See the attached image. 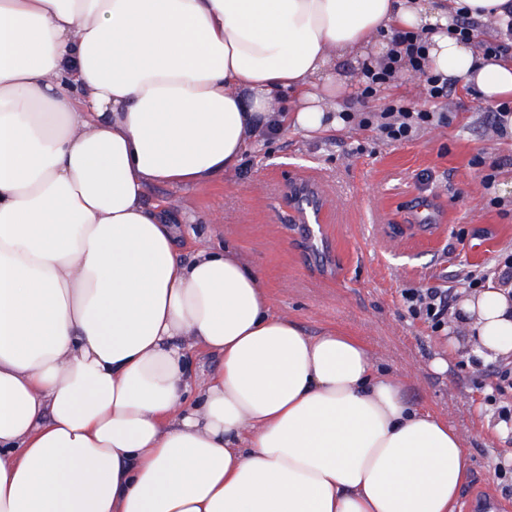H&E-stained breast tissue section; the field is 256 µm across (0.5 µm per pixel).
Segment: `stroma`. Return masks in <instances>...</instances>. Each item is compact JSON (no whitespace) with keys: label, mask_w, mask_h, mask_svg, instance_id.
<instances>
[{"label":"stroma","mask_w":512,"mask_h":512,"mask_svg":"<svg viewBox=\"0 0 512 512\" xmlns=\"http://www.w3.org/2000/svg\"><path fill=\"white\" fill-rule=\"evenodd\" d=\"M393 100L448 121L405 143L354 124L314 136L289 129L254 142L236 170L209 185H154L145 202H168L181 250L237 252L260 273L274 312L308 335L335 329L362 340L381 370L405 380L410 402L463 436L470 475L461 500L489 491L512 507V486L494 476L496 465H512V431H500L484 401L512 356L449 357L447 331L432 332L400 296L405 288L461 293L467 278L492 275L512 254V137L491 126L490 103L461 85L435 103L396 79L371 108ZM481 157L497 163L492 183ZM291 182L324 197L315 228L289 206ZM439 355L449 358L442 374L430 368Z\"/></svg>","instance_id":"stroma-1"}]
</instances>
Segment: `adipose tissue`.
I'll use <instances>...</instances> for the list:
<instances>
[{
    "mask_svg": "<svg viewBox=\"0 0 512 512\" xmlns=\"http://www.w3.org/2000/svg\"><path fill=\"white\" fill-rule=\"evenodd\" d=\"M512 0H0V512H456L462 436L368 347L273 312L234 251L180 257L154 184L203 186L270 127L339 126L418 32L491 102ZM452 353L512 354V275ZM218 371L188 404L189 349Z\"/></svg>",
    "mask_w": 512,
    "mask_h": 512,
    "instance_id": "1",
    "label": "adipose tissue"
}]
</instances>
